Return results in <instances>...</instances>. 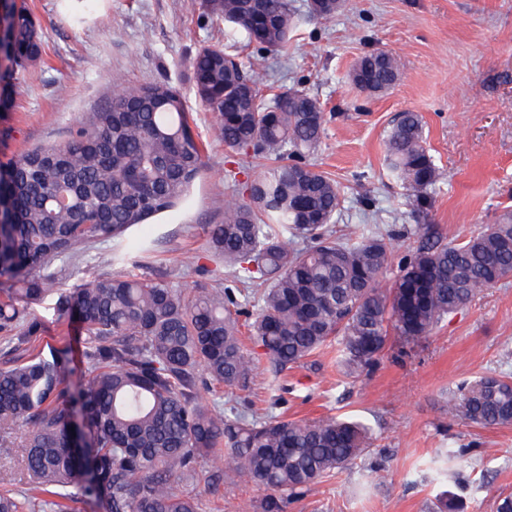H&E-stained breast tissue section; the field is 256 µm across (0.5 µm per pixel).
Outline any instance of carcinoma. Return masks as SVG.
<instances>
[{"label":"carcinoma","instance_id":"1","mask_svg":"<svg viewBox=\"0 0 512 512\" xmlns=\"http://www.w3.org/2000/svg\"><path fill=\"white\" fill-rule=\"evenodd\" d=\"M208 14L237 27L266 53L288 49L292 0H203ZM345 0H307L311 19L340 14ZM12 70L42 54L28 10L13 12ZM198 97L217 114L224 146L271 161L231 191L224 221L207 227V252L234 281L256 286L260 307L250 325L275 375L336 344L353 376L370 373L391 337L427 340L485 289L512 277V210L461 243L418 241L387 278L392 237L339 239L335 180L304 161L325 132L319 101L264 84L217 47L191 61ZM399 65L389 52L361 57L349 72L357 90L390 88ZM388 168L414 211L432 206L440 170L422 116L400 113L386 138ZM205 167L183 97L165 83L121 88L93 113L77 138L35 148L0 163L8 223L0 224V331L22 328L16 349L37 334L25 304L59 291L51 263L90 239L115 242L102 256L121 264L147 242L128 230L175 208ZM249 299L240 288L197 281L176 288L166 274L95 279L59 297L88 336L81 388L70 391L69 353L56 349L0 368V447L23 430L19 465L41 512H68L69 488L100 512H200L186 483L210 485L203 460L225 453L240 482L267 491L262 512H286L294 498L370 447V428L334 416L292 421L277 415L231 416L200 396L203 378L248 391L261 361L244 351L238 316ZM448 417L492 428L512 424V377L481 375L448 395ZM0 512H31L29 501L0 488Z\"/></svg>","mask_w":512,"mask_h":512}]
</instances>
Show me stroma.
Returning a JSON list of instances; mask_svg holds the SVG:
<instances>
[{
	"label": "stroma",
	"instance_id": "35a3bbf8",
	"mask_svg": "<svg viewBox=\"0 0 512 512\" xmlns=\"http://www.w3.org/2000/svg\"><path fill=\"white\" fill-rule=\"evenodd\" d=\"M293 2L287 54L261 55L237 28L206 14L202 0H25L44 51L10 80L11 108L0 112L1 161L69 139L111 102L118 75L133 86L174 87L205 146L206 168L185 201L132 231L151 251L121 268L100 261L110 242H88L54 261L62 291L124 272L159 270L173 285L192 283L185 265L203 255L208 225L224 217L226 171L255 168L250 156L225 148L213 112L195 95L190 62L207 45L238 56L267 84L321 102L326 132L307 160L344 188L337 234L393 237L389 274L414 246L416 224L459 242L512 210V0H347L343 12L321 22L308 19L305 0ZM376 50L399 58L400 76L388 91L368 96L349 71ZM407 110L422 115L441 172L423 217L386 164V135ZM28 312L39 332L21 353L12 334L0 332V367L65 348L75 369L67 384L77 387L87 347L80 323L59 315L53 295L29 303ZM482 373L512 375V281L486 290L426 342L405 350L391 341L370 374L347 375L331 346L289 370L287 394L262 375L238 401L260 414H328L372 428L365 457L322 478L287 512H435L443 491L460 501L459 512H496L500 494L512 493V425L484 429L448 416L449 390ZM457 448L467 451L463 462L437 478L434 460ZM191 491L202 512H255L264 496L230 481Z\"/></svg>",
	"mask_w": 512,
	"mask_h": 512
}]
</instances>
